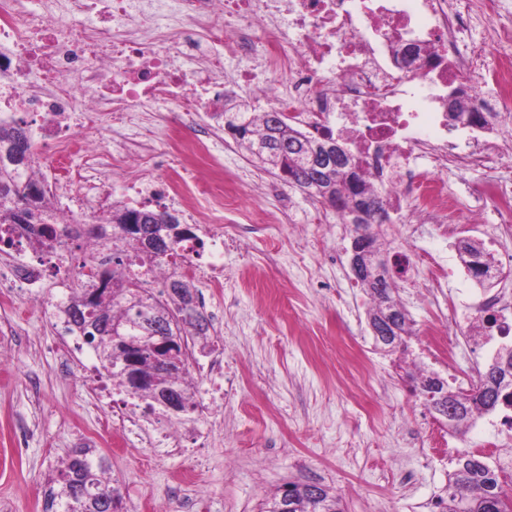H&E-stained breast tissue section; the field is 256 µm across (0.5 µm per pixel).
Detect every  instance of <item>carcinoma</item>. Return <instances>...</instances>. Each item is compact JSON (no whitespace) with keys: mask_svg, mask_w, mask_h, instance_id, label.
<instances>
[{"mask_svg":"<svg viewBox=\"0 0 512 512\" xmlns=\"http://www.w3.org/2000/svg\"><path fill=\"white\" fill-rule=\"evenodd\" d=\"M224 129L237 146L262 164L278 170V177L325 201V195L338 196L336 212L346 220L349 203L355 207L383 201L358 173L354 158L336 157V138L309 139L288 126L278 113L267 112L260 124L248 118V105L238 103L224 112ZM22 149V157L0 154V226H19L33 251L51 254L63 240L101 237L99 225L67 224L57 230L43 223V215L53 210L46 193L30 201L27 223L18 224L20 208L28 193L19 190V163L33 168V145L22 127L0 126V148ZM112 244L135 240L139 247L130 253L112 250L110 264L102 279L94 275L63 293L56 303L59 321L69 333L89 345L100 369L112 378V385L141 401L148 411L163 404L155 399L157 390L167 385L178 391L180 414L194 411L192 386L188 381L187 337L208 344L207 320L196 312V286L185 276L168 279L163 289L146 287L143 274L132 271L137 265L150 272L160 265H180L181 243L196 238L189 224H168L156 210L115 207L108 220ZM458 251L470 271L482 275L494 263V256L482 243L465 239ZM375 301L369 312L381 333L376 347L395 352L407 349L409 317L394 299L396 285L387 271L368 259L367 274L357 279ZM412 391L435 413L449 418L455 429L466 434L477 414H489L504 403H512V345L503 346L482 372L474 391L454 389L448 381L428 375L413 378ZM84 459L71 455L47 481L44 512H119L121 494L114 481L105 477L106 459L86 448ZM288 497L276 493L264 512H344L336 495L316 482L288 484ZM446 512H512V488L493 463L481 455H464L457 460L448 480Z\"/></svg>","mask_w":512,"mask_h":512,"instance_id":"1","label":"carcinoma"}]
</instances>
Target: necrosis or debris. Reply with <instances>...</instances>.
I'll return each mask as SVG.
<instances>
[{"mask_svg":"<svg viewBox=\"0 0 512 512\" xmlns=\"http://www.w3.org/2000/svg\"><path fill=\"white\" fill-rule=\"evenodd\" d=\"M494 18L502 52L492 68L480 66L482 46L463 49L474 11ZM500 0H0V124L32 118L27 129L51 141L54 181L77 191L54 221L72 224L87 208L121 200L174 204L198 196L207 211L191 221L221 220L228 197L218 176L224 141L185 140V122L206 113L215 128L224 115L215 104L230 81L259 88L252 109L279 112L309 138L332 133L351 148L387 210L407 225V239L427 227L452 231L455 200L443 175L487 171L470 191L471 218L488 207L500 230L512 234V182L492 175L495 160L512 140V20L503 21ZM43 84L31 89L32 70ZM271 82L255 85L256 70ZM88 96L78 100L76 88ZM473 104L461 121L448 119V94ZM166 104V152L132 147L157 104ZM113 145L102 168L81 166L92 152V132ZM122 181L108 184L110 171ZM17 256L0 289L19 288L38 299L47 273L68 268L65 250L27 257L20 230L8 233ZM186 272L210 287L224 285V236H210L207 263L194 242H183ZM466 307L479 330L472 341L450 344L429 327L427 350L456 364L492 338L512 340V300L490 294L486 283L462 272ZM197 412L209 417L224 407V353L192 360Z\"/></svg>","mask_w":512,"mask_h":512,"instance_id":"obj_1","label":"necrosis or debris"}]
</instances>
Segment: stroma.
Returning <instances> with one entry per match:
<instances>
[{
	"instance_id": "obj_1",
	"label": "stroma",
	"mask_w": 512,
	"mask_h": 512,
	"mask_svg": "<svg viewBox=\"0 0 512 512\" xmlns=\"http://www.w3.org/2000/svg\"><path fill=\"white\" fill-rule=\"evenodd\" d=\"M227 184L237 191L224 211V286H199L205 309L222 320L210 335L224 351L219 422L203 417L146 416L148 430L192 429L202 437L161 465L142 442L115 451L98 426L125 392L99 379L91 348L71 362L58 350L51 302L58 276L40 287L42 303L17 292L0 296V512H43L49 474L70 448L94 445L118 479L120 512H192L195 498L210 512H263L267 498L289 482L313 481L342 500L345 512H420L448 499V457L436 453L445 421L410 390L418 373L424 329L437 304L414 295L417 270L392 269L413 334L407 353L377 349L368 327L370 299L348 264L351 234L335 210L310 221L311 199L237 156ZM264 183L257 197L250 184ZM283 210L282 223L267 215ZM458 236L427 231L414 242L424 253L456 255V239L482 238L494 214L473 224L461 214ZM197 483L178 490L180 471Z\"/></svg>"
}]
</instances>
